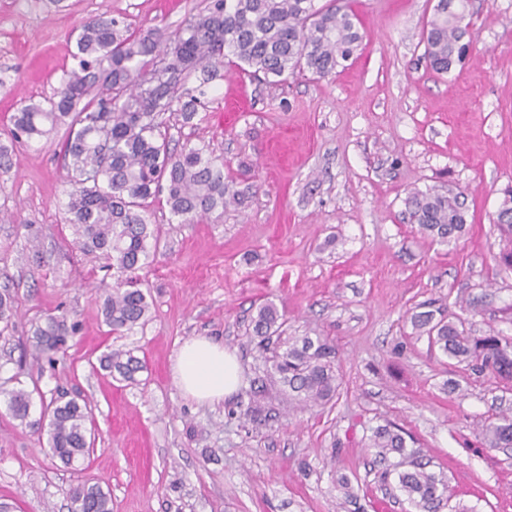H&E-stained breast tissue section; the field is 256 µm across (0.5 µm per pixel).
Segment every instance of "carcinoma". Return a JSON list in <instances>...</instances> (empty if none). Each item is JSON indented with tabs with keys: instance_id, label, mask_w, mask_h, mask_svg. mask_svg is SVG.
I'll use <instances>...</instances> for the list:
<instances>
[{
	"instance_id": "carcinoma-1",
	"label": "carcinoma",
	"mask_w": 512,
	"mask_h": 512,
	"mask_svg": "<svg viewBox=\"0 0 512 512\" xmlns=\"http://www.w3.org/2000/svg\"><path fill=\"white\" fill-rule=\"evenodd\" d=\"M206 0L174 30L152 27L135 31L108 12L81 25L72 54L76 65L62 71L53 97L26 102L11 117L10 145L0 144V173L12 167V146L47 138L58 127L68 133L62 144L64 166L71 185L67 212L77 246L86 254L100 252L112 260V283H100L105 293V324L116 336H128L145 325L150 304L137 287L136 272L149 259L148 239L159 242L145 216L146 201L164 199L170 213L184 224L230 203L242 205L250 188L236 190L225 181L224 160L205 147L170 150L161 128L176 115L188 124L206 107L216 90L214 81L224 63L248 77L282 82L297 70L317 78L336 73L359 46V20L349 0ZM468 0H437L423 32L424 57L438 74H447L464 61L472 43L465 23ZM411 218L419 230L442 242L462 233L467 223L463 193L414 191L408 197ZM509 236L498 253L499 263L512 269V187L494 219ZM10 289L0 290V322L13 316ZM412 328L427 336L430 346L473 371L512 380V340L495 334L472 336L464 320L447 307L422 303L410 312ZM284 315L273 303L260 305L251 318L253 335L270 353V371L304 406L330 401L338 387L336 349L324 337H284ZM78 323L64 314H47L29 338L32 349L53 358L65 352ZM103 368L127 382L146 369L131 351L114 348L104 354ZM31 393H8L14 418L25 421ZM48 446L68 467L85 457L90 447L93 416L80 397L60 396L45 405ZM490 448H512V412L494 414L481 424ZM371 447L381 461L396 459V488L416 512H474L451 505L448 480L429 470L423 457L407 452L404 432L377 426ZM70 512H112V498L98 483L84 481L68 491Z\"/></svg>"
}]
</instances>
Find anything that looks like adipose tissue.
Listing matches in <instances>:
<instances>
[{"mask_svg": "<svg viewBox=\"0 0 512 512\" xmlns=\"http://www.w3.org/2000/svg\"><path fill=\"white\" fill-rule=\"evenodd\" d=\"M172 370L178 386L201 403L223 401L239 382L236 357L207 336L184 342L175 354Z\"/></svg>", "mask_w": 512, "mask_h": 512, "instance_id": "adipose-tissue-1", "label": "adipose tissue"}]
</instances>
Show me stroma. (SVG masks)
<instances>
[{
    "label": "stroma",
    "instance_id": "stroma-1",
    "mask_svg": "<svg viewBox=\"0 0 512 512\" xmlns=\"http://www.w3.org/2000/svg\"><path fill=\"white\" fill-rule=\"evenodd\" d=\"M437 0H354L362 41L332 77L306 72L279 84L222 68L218 90L189 124L171 121L173 145L208 146L244 205L194 224L151 201L160 233L139 277L150 314L134 335L109 334L97 283L109 261L74 245L66 210L65 130L18 148L0 175V289L15 296L0 335V501L12 512H68L76 483L100 482L112 512H340L341 476L357 495L349 512H413L391 486L370 437L386 423L429 459L476 512H512V458L478 430L512 411V385L449 364L407 313L438 301L459 311L481 297L465 328L512 338V271L495 257L492 222L512 186V0H470L477 42L462 65L433 72L423 29ZM205 0H0V139L21 102L51 97L73 63L86 19L124 15L135 29L177 27ZM461 191L460 236L432 240L411 224L416 190ZM271 301L291 336H324L337 348L339 387L325 405L293 407L249 334ZM62 311L79 333L55 361L27 337ZM208 336L234 352L240 383L221 403L196 402L176 385L179 346ZM146 369L133 384L99 365L115 346ZM459 390L445 388L446 380ZM32 390L29 423L6 393ZM80 393L95 442L81 470L52 458L32 423L44 401ZM261 404L266 417L252 420Z\"/></svg>",
    "mask_w": 512,
    "mask_h": 512
}]
</instances>
